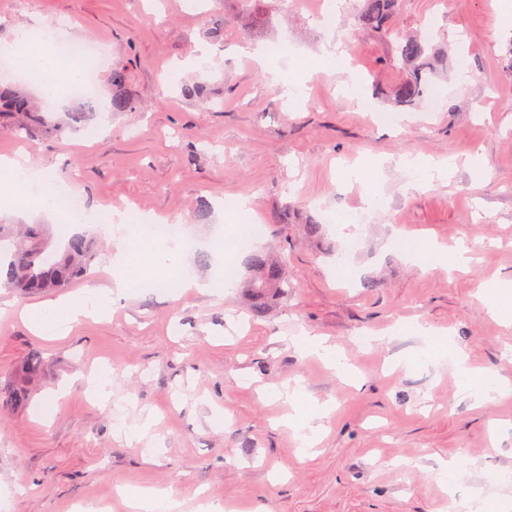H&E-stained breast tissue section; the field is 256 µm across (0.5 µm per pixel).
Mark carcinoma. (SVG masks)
<instances>
[{
    "label": "carcinoma",
    "instance_id": "1",
    "mask_svg": "<svg viewBox=\"0 0 512 512\" xmlns=\"http://www.w3.org/2000/svg\"><path fill=\"white\" fill-rule=\"evenodd\" d=\"M402 0H361L354 13V26L396 43L399 61L407 66L404 79L395 90V104L401 108L418 106L430 90L429 75L443 63L439 49L424 45L415 37H404L394 27L392 18ZM112 89V111L127 112L137 108L124 88L128 72L116 66L109 77ZM92 105L81 102L63 116L55 118L25 87L0 85V132L23 137L39 134L60 137L84 124ZM97 257L95 241L80 233L71 235L59 248L52 247L49 225L27 224L15 235L12 225L0 224V288L21 295L53 292L86 279ZM252 276L244 284L252 298V308L260 315L268 296H288V279L283 262L257 253L249 259ZM27 393L21 388L0 391V407L20 409L27 404Z\"/></svg>",
    "mask_w": 512,
    "mask_h": 512
}]
</instances>
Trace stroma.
Segmentation results:
<instances>
[{
	"instance_id": "stroma-1",
	"label": "stroma",
	"mask_w": 512,
	"mask_h": 512,
	"mask_svg": "<svg viewBox=\"0 0 512 512\" xmlns=\"http://www.w3.org/2000/svg\"><path fill=\"white\" fill-rule=\"evenodd\" d=\"M501 2L403 0L395 26L431 34L448 65L431 79L436 98L398 127L392 97L403 69L391 42L354 28L358 0H341L330 27L316 18L324 0L289 9L262 0L270 22L261 35L241 0H200L190 13L174 0H141L137 13L127 0H0V45L51 19L107 48L98 98H110V70L123 64L137 103L58 138L21 143L0 133V154L22 152L84 209L120 201L184 224L187 261L203 281L223 268L225 202L251 196L263 227L233 257L224 294L136 289L57 339L36 335L20 312L111 285L108 229L93 225L99 258L70 290L0 288V385L29 392L26 407L0 413V512H129L127 491L143 488L167 490L182 512H448L450 497L512 500V488L477 483L512 472V398L461 395L446 355L460 346L468 365L512 384V323L493 316L481 293L512 279V28L499 29ZM216 25L218 40L209 34ZM331 34L347 43L349 62L324 58ZM201 44L214 55L188 65ZM276 45L288 50L291 76L321 69L292 105L239 53ZM169 70L176 82H165ZM185 82L203 84V96L184 97ZM405 153L452 157L456 168L431 189L407 190L392 165L373 166ZM474 160L484 169L478 181ZM366 190L378 192L379 209L343 226L340 215L359 209ZM311 223L321 236L308 235ZM425 236L471 247L473 262L423 269L403 243ZM254 252L281 257L290 283L261 317L243 286ZM416 320L441 331L440 346L397 333ZM303 331L335 345L352 377L298 351L291 338ZM397 354L412 368L391 369ZM101 370L112 377L104 404L82 384ZM288 383L325 408L309 457L278 423L289 407L275 392ZM148 417L150 436L133 437ZM452 458L467 469L448 484L440 475Z\"/></svg>"
}]
</instances>
